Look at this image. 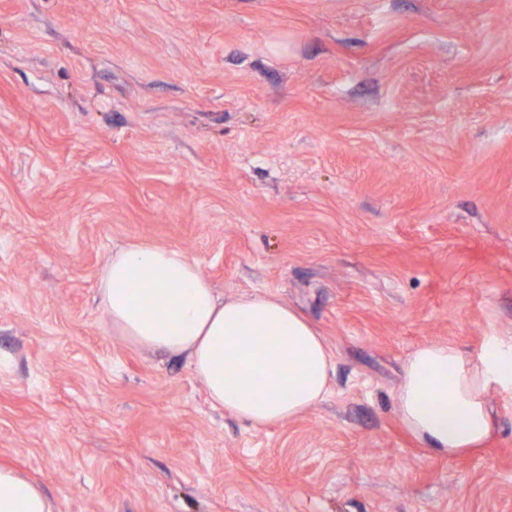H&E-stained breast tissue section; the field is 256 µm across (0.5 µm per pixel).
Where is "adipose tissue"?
<instances>
[{"label": "adipose tissue", "mask_w": 512, "mask_h": 512, "mask_svg": "<svg viewBox=\"0 0 512 512\" xmlns=\"http://www.w3.org/2000/svg\"><path fill=\"white\" fill-rule=\"evenodd\" d=\"M97 293L120 336L187 355L212 404L252 426L288 423L329 392L333 357L304 316L266 292L219 297L181 250L127 243L100 269ZM494 387L512 390L511 341L489 337L474 359L450 343L425 344L404 362L399 417L432 455L470 451L492 433ZM0 512H54V505L38 482L0 464Z\"/></svg>", "instance_id": "ef3b65f1"}]
</instances>
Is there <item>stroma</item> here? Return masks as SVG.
Wrapping results in <instances>:
<instances>
[{"label": "stroma", "instance_id": "obj_1", "mask_svg": "<svg viewBox=\"0 0 512 512\" xmlns=\"http://www.w3.org/2000/svg\"><path fill=\"white\" fill-rule=\"evenodd\" d=\"M268 292L334 359L284 425L116 336L114 247ZM512 338V0H0V463L55 512H512V391L430 455L416 347Z\"/></svg>", "mask_w": 512, "mask_h": 512}]
</instances>
